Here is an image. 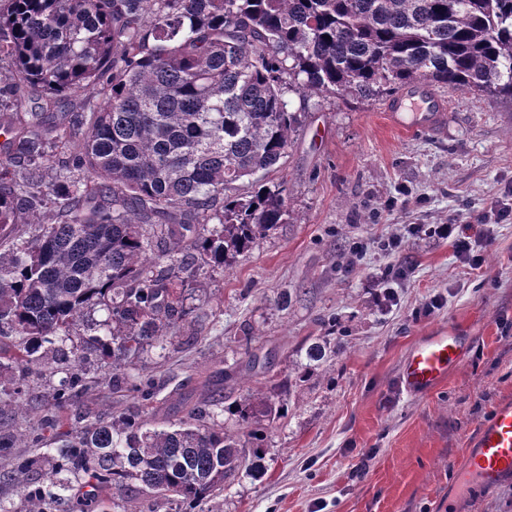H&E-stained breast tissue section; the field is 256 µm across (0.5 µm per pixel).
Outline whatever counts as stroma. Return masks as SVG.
I'll list each match as a JSON object with an SVG mask.
<instances>
[{
	"label": "stroma",
	"mask_w": 512,
	"mask_h": 512,
	"mask_svg": "<svg viewBox=\"0 0 512 512\" xmlns=\"http://www.w3.org/2000/svg\"><path fill=\"white\" fill-rule=\"evenodd\" d=\"M440 93L446 124L412 134L389 124V96L308 99L281 170L266 177L287 180L290 223L225 269L198 273L184 325L126 366L195 399L212 371L241 361L243 342L271 360L267 373L240 372L239 383L260 387L294 371L300 344L340 335L272 428L265 475L241 476L216 512H512V481L451 492L481 425L512 400V224L490 225L477 275L442 239L410 238L393 254L380 246L403 224L474 220L512 186V99ZM355 241L362 256L349 254ZM389 265L405 276L398 305L383 307L371 277ZM448 329L471 336L467 356L428 394H408L406 352ZM64 378L49 367L32 376L23 412L1 413L0 431L37 426ZM134 404L106 380L77 410L120 416Z\"/></svg>",
	"instance_id": "35a3bbf8"
}]
</instances>
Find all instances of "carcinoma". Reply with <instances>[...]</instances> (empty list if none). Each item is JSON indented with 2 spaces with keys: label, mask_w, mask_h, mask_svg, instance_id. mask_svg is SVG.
I'll list each match as a JSON object with an SVG mask.
<instances>
[{
  "label": "carcinoma",
  "mask_w": 512,
  "mask_h": 512,
  "mask_svg": "<svg viewBox=\"0 0 512 512\" xmlns=\"http://www.w3.org/2000/svg\"><path fill=\"white\" fill-rule=\"evenodd\" d=\"M420 80L512 98V0H0V406L20 405L43 346L92 305L112 384L159 403L154 377L117 371L189 315L183 274L226 267L290 220L284 181L230 194L281 168L305 118L286 93L371 99ZM327 345L267 390L212 384L232 433L207 421L209 400L176 427L70 426L92 386L72 353L39 426L0 434V449H46L43 481L21 485L26 512H49L77 480L194 512L240 474L262 476L270 423ZM82 501L92 509L69 512H107Z\"/></svg>",
  "instance_id": "1"
}]
</instances>
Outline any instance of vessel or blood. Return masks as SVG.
<instances>
[{
    "label": "vessel or blood",
    "mask_w": 512,
    "mask_h": 512,
    "mask_svg": "<svg viewBox=\"0 0 512 512\" xmlns=\"http://www.w3.org/2000/svg\"><path fill=\"white\" fill-rule=\"evenodd\" d=\"M392 125L407 131L442 127L448 115L438 93L420 82L403 92L388 109ZM471 345L470 337L455 330L440 332L417 342L401 366V380L412 395L429 393L461 363ZM512 479V401L498 405L478 432L473 448L456 471V495L500 485Z\"/></svg>",
    "instance_id": "b4317fda"
}]
</instances>
